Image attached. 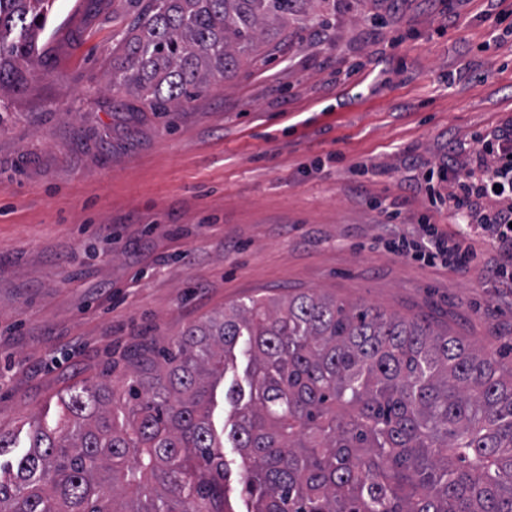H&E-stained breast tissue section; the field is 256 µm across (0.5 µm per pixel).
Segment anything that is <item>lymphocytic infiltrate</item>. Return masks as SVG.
<instances>
[{
	"label": "lymphocytic infiltrate",
	"instance_id": "lymphocytic-infiltrate-1",
	"mask_svg": "<svg viewBox=\"0 0 512 512\" xmlns=\"http://www.w3.org/2000/svg\"><path fill=\"white\" fill-rule=\"evenodd\" d=\"M480 146L475 168L459 176L448 197L460 224L447 231L439 225H420V239L401 235L388 241V248L429 267L470 269L482 242L495 252L486 260L495 277L512 283V123L475 137Z\"/></svg>",
	"mask_w": 512,
	"mask_h": 512
}]
</instances>
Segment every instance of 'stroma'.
Returning <instances> with one entry per match:
<instances>
[{"instance_id":"stroma-1","label":"stroma","mask_w":512,"mask_h":512,"mask_svg":"<svg viewBox=\"0 0 512 512\" xmlns=\"http://www.w3.org/2000/svg\"><path fill=\"white\" fill-rule=\"evenodd\" d=\"M146 0H54L34 72L0 102V430L53 421L153 342L302 292L425 318L512 368V290L375 246L385 211L451 228L424 178L512 119V0H338L175 112L111 88ZM494 16H486V8Z\"/></svg>"}]
</instances>
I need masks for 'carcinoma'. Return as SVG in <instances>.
Listing matches in <instances>:
<instances>
[{"mask_svg":"<svg viewBox=\"0 0 512 512\" xmlns=\"http://www.w3.org/2000/svg\"><path fill=\"white\" fill-rule=\"evenodd\" d=\"M314 0H148L110 83L173 112ZM50 0H0V99L31 73ZM247 338L246 384L212 421ZM242 458L232 504L224 444ZM0 512H512V370L423 319L299 293L234 305L154 348L116 389L0 430ZM241 344L234 351L233 361H229L228 369L224 375V380L220 383L216 391V407L213 413V420L218 430L226 425V432L230 429V415L232 406L224 400V389L227 390L234 382L242 385L245 382V372L249 363V355L246 353V338L241 339Z\"/></svg>","mask_w":512,"mask_h":512,"instance_id":"cac0c4a2","label":"carcinoma"}]
</instances>
